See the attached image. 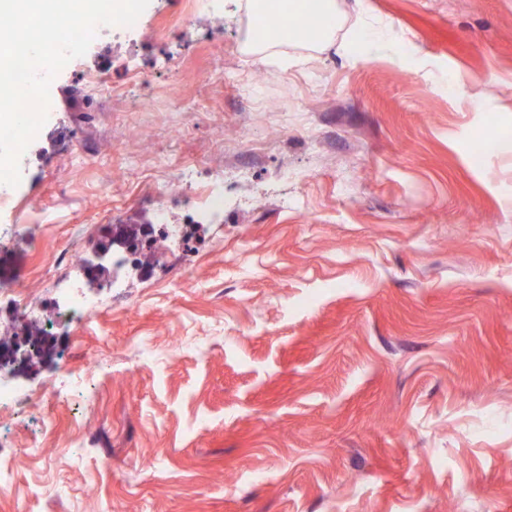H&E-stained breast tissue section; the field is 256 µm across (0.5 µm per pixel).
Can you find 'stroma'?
Instances as JSON below:
<instances>
[{"mask_svg": "<svg viewBox=\"0 0 512 512\" xmlns=\"http://www.w3.org/2000/svg\"><path fill=\"white\" fill-rule=\"evenodd\" d=\"M247 2L150 0L50 86L0 212L36 300L184 167L227 202L199 257L85 281L88 323L21 368L64 396L30 408L53 436L0 433L30 456L0 512H512V0H335L329 39L263 50ZM104 59L109 96L79 80Z\"/></svg>", "mask_w": 512, "mask_h": 512, "instance_id": "1", "label": "stroma"}]
</instances>
